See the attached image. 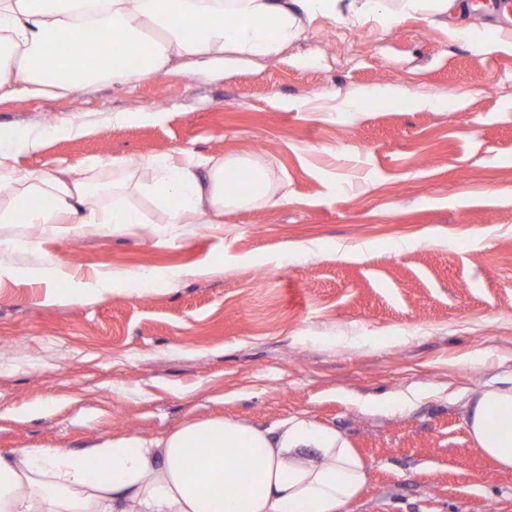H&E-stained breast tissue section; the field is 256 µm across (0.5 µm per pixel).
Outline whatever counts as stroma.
<instances>
[{"instance_id": "stroma-1", "label": "stroma", "mask_w": 512, "mask_h": 512, "mask_svg": "<svg viewBox=\"0 0 512 512\" xmlns=\"http://www.w3.org/2000/svg\"><path fill=\"white\" fill-rule=\"evenodd\" d=\"M478 2L463 37L451 13L318 17L270 58L1 99L2 129H87L18 155L35 175L95 184L129 155L246 157L288 201L169 224L136 193L145 221L129 228L0 224L18 242L0 251V455L297 416L369 465L353 512H512V470L464 423L469 392L512 379V41L487 35L512 11ZM392 87L447 100L343 108ZM50 265L74 299L31 284ZM403 393L409 409L374 404Z\"/></svg>"}]
</instances>
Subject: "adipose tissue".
Listing matches in <instances>:
<instances>
[{"mask_svg": "<svg viewBox=\"0 0 512 512\" xmlns=\"http://www.w3.org/2000/svg\"><path fill=\"white\" fill-rule=\"evenodd\" d=\"M381 0H0V96L66 92L103 80L132 84L177 58L224 59L225 50L269 58L314 15H379ZM99 34L84 52L49 53L79 33ZM136 57L125 69L116 52ZM47 136L34 126L0 131V224L55 232L132 226L127 197L147 190L170 224H217L225 209L269 203L263 167L241 160L129 156L112 181V205L89 202L90 186L67 171L41 177L13 166ZM151 175L148 184L137 173ZM36 199V208H21ZM466 428L500 467L512 469V385H488L467 404ZM367 463L335 427L292 417L260 428L234 418L187 423L146 440L130 435L71 451L23 448L0 456V512H350L368 481Z\"/></svg>", "mask_w": 512, "mask_h": 512, "instance_id": "obj_1", "label": "adipose tissue"}]
</instances>
